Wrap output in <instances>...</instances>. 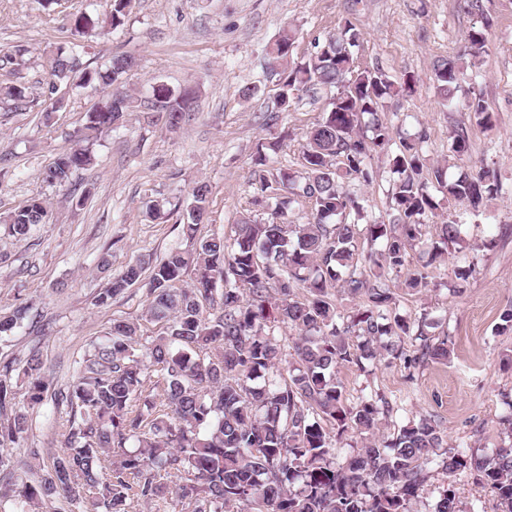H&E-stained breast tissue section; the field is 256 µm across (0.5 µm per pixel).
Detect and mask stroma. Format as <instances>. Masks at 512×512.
Wrapping results in <instances>:
<instances>
[{
    "mask_svg": "<svg viewBox=\"0 0 512 512\" xmlns=\"http://www.w3.org/2000/svg\"><path fill=\"white\" fill-rule=\"evenodd\" d=\"M79 10L101 16L107 4L69 0L66 10L48 12L38 0H0V50L28 48L20 72L27 85L45 87L44 56L71 40L69 15ZM484 10L481 16L470 13L467 0H137L117 33L89 39L86 61L96 66L115 53L134 55L138 66L127 77L128 88L143 96L157 81L192 89L194 112L174 132L154 113L126 114L95 143L93 165L66 187L46 183L43 171L69 150L100 90L65 91L64 109L48 117L33 107H0V213L33 198L50 209L48 223L22 239L0 224V307L28 309L21 324L0 338V361H12L11 383L29 419L15 453L39 449L30 462L37 471L60 450L69 413L55 395L71 383L74 360L113 320H137L146 312L142 285L104 305L99 295L129 262H157L172 248L191 249L182 224L197 182L211 186L205 233L229 239L242 213L265 217L253 204L259 195L251 179L258 143L283 136L277 161L297 168L304 135L321 118L327 99L322 93L278 108V77L266 47L290 25L297 31L294 57L306 56L346 18L362 33L355 49L361 65L394 80L406 74L418 80L412 95L386 100L388 122L404 136L425 132L428 165L448 163L452 177L488 169L501 190L482 212L458 206L440 211V218L461 221L462 238L431 269L428 290L412 294L404 287L426 260L418 248L410 249L400 273L385 280L401 314L427 318L432 334L447 335L448 360L416 366L370 361L362 370L343 365L338 378L344 403L352 408L378 393L393 405L392 424L427 417L453 446L507 443L501 419L512 411V334H498L497 326L501 311L512 306V0H484ZM481 26L487 51L475 79L462 82L460 92L482 94L493 119L489 128L442 102L433 88V61L461 54L469 31ZM245 85L255 89L248 100L239 93ZM456 128L466 130L469 150L452 161L448 137ZM373 170L372 184L356 192L387 223L393 218L390 175L380 159ZM161 199L169 202L165 222L146 220L147 205ZM468 264L473 276L458 279V267ZM33 355L42 361L46 390L31 407L24 368Z\"/></svg>",
    "mask_w": 512,
    "mask_h": 512,
    "instance_id": "stroma-1",
    "label": "stroma"
}]
</instances>
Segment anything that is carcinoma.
I'll use <instances>...</instances> for the list:
<instances>
[{"label": "carcinoma", "instance_id": "obj_1", "mask_svg": "<svg viewBox=\"0 0 512 512\" xmlns=\"http://www.w3.org/2000/svg\"><path fill=\"white\" fill-rule=\"evenodd\" d=\"M132 9L133 0H110L101 19L73 13L75 39L46 57L53 80L74 91L114 88L109 110H90L86 132L46 168L44 180L51 185L63 187L92 165L94 141L126 112L156 106L166 114L168 131L190 117L193 97L187 91L160 84L143 99L120 90L138 66L134 56L115 54L97 68L84 61L81 37L98 27L118 31ZM295 38L286 27L268 47L279 75L278 104L321 91L330 98L321 120L305 134L300 170L273 166L272 156L282 147L276 139L257 149L251 178L261 192L254 204L284 192L310 218L292 224L279 207L261 220L243 214L230 249L224 237L200 232L210 190L196 184L182 224L193 249L169 251L148 275L145 262L128 264L98 297L105 304L145 283V320L154 329L114 320L84 353L65 394L70 416L64 448L34 482L14 479L31 466L4 447L19 440L28 420L16 409L12 362L0 363V512H29L39 499L61 502L59 512H130L136 500L168 497L191 512H418L434 471L443 481L431 512H466L457 488L462 477L489 487L500 512H512V443L484 455L468 453L448 445V435L426 417L408 420L385 440L377 431L393 411L391 403L377 395L349 409L336 377L341 365L364 360H448V338L427 336L420 328L413 351L404 349L413 323L396 313V298L380 279L405 267L428 217L445 205L476 211L501 187L488 170L449 179L447 168L427 167L421 134L390 152L395 128L381 116L385 100L413 92L415 80L405 75L397 84L379 69L361 67L352 51L361 33L350 20L300 59L293 57ZM486 42L484 28L469 32L465 56L471 66L486 52ZM25 52L18 46L0 56V99L17 107L37 101L31 87L15 79ZM466 69L459 58L434 60V89L441 100L489 125L481 95L455 101ZM467 151L464 130H455L450 157ZM379 155L395 175L394 216L390 224H366L368 239L383 240L384 248L368 256L365 267L359 264V225L348 220L352 214L364 218V206L349 186L372 183V160ZM48 217L45 201L34 198L0 214V223L24 238ZM437 232L445 246L461 240L456 220L437 225ZM189 271L192 281L184 287L180 282ZM336 289L359 302L345 318L331 299ZM301 290L307 293L303 300ZM25 313L0 312V337ZM283 328L297 333L289 360L275 336ZM41 369L31 356L26 372L37 376L28 395L32 406L43 400ZM350 433L361 447L341 454L338 443Z\"/></svg>", "mask_w": 512, "mask_h": 512}]
</instances>
